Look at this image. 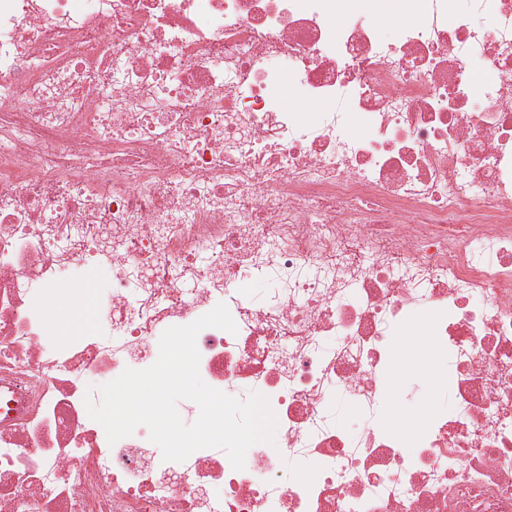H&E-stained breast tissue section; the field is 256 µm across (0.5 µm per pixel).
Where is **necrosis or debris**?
Masks as SVG:
<instances>
[{
	"label": "necrosis or debris",
	"mask_w": 512,
	"mask_h": 512,
	"mask_svg": "<svg viewBox=\"0 0 512 512\" xmlns=\"http://www.w3.org/2000/svg\"><path fill=\"white\" fill-rule=\"evenodd\" d=\"M220 303L200 376L275 445L109 443L88 388ZM411 315L460 406L421 432L370 418ZM0 512H512V0H0ZM88 289V293L80 305L79 310L74 311L72 314V316H74L73 323L70 326L72 334H78L82 330L84 331L93 320L96 308V285L92 284Z\"/></svg>",
	"instance_id": "4bbe7bcc"
}]
</instances>
